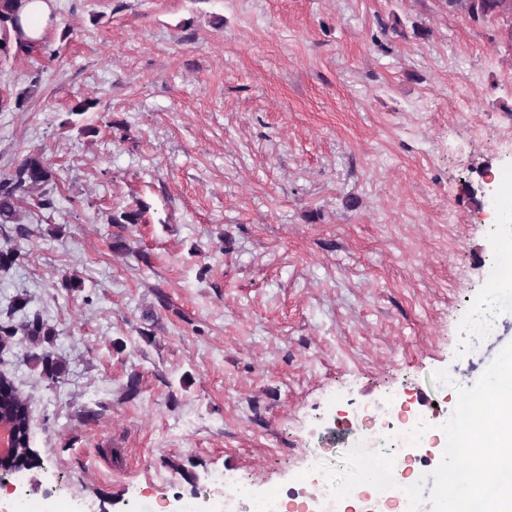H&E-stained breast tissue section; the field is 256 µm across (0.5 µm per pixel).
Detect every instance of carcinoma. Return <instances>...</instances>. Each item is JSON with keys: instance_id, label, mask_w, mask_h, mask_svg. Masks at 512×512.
Listing matches in <instances>:
<instances>
[{"instance_id": "carcinoma-1", "label": "carcinoma", "mask_w": 512, "mask_h": 512, "mask_svg": "<svg viewBox=\"0 0 512 512\" xmlns=\"http://www.w3.org/2000/svg\"><path fill=\"white\" fill-rule=\"evenodd\" d=\"M24 0H0V26L4 38L0 40V49H7L10 41L8 24L18 20V13ZM448 8L460 10L474 21L485 20L497 14L512 15V0H447ZM56 185L55 172L37 156L24 158L8 176L0 178V224L12 225V230L20 239L28 237L29 231L23 224L16 223L18 204L32 193H38L37 203L43 209L54 208L51 187ZM26 253L20 248L0 251V269L21 265ZM28 300L15 298L4 316H0V347L7 348L13 338L19 334L39 341L45 336L53 335L44 319L37 313L28 315ZM22 319L15 320L16 314ZM45 378L56 382L65 372L64 363L49 351L39 357ZM0 420L13 426L17 447L10 468L19 473L39 464L38 455L30 448L29 429L30 414L26 398L22 396L14 383L7 376L0 375Z\"/></svg>"}]
</instances>
